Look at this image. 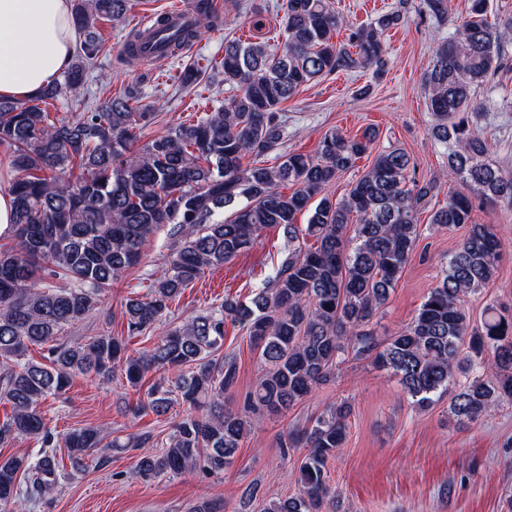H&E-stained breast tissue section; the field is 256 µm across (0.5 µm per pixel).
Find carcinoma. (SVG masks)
<instances>
[{
    "instance_id": "obj_1",
    "label": "carcinoma",
    "mask_w": 512,
    "mask_h": 512,
    "mask_svg": "<svg viewBox=\"0 0 512 512\" xmlns=\"http://www.w3.org/2000/svg\"><path fill=\"white\" fill-rule=\"evenodd\" d=\"M434 19L448 15L447 0H423ZM240 0H225L238 10ZM132 0H73L75 52L62 80L28 99L0 98V148L17 172L15 245L0 249V400L12 412L0 423V444L20 437L41 441L34 458L0 457V507L14 499L18 474L26 494L42 497L59 479L58 441L38 406L62 396L70 378L116 373L133 386L149 372L159 375L137 411L158 417L177 401L188 414L156 452L145 451L134 475L148 478L198 472L221 476L259 418L282 415L326 381L345 353L371 356L399 378L403 392L421 406L448 395L462 426L504 402L512 404V318L489 308L475 322L465 298L485 287L502 257L491 224L477 223L476 201L512 209V174L487 159L488 146L469 113L477 87L504 67L503 46L512 36V15L488 20L487 0H470L456 35L440 43L425 77L435 117L433 138L446 149L448 179L463 189L431 215L439 228L464 233L439 281L411 322L381 343L371 328L410 260L419 235L417 216L437 182L410 175L414 162L400 148L379 153L340 200L323 191L371 149L376 133L348 136L332 131L314 154L283 150L282 106L300 88L338 71L387 64L385 33L404 19L406 3L373 23L353 27L333 0H283L282 48L265 41H224L218 63L229 96L195 121L181 122L134 149V129L152 119L137 91L107 97L72 119H49L44 105L76 96L91 77L103 48L101 20L122 22ZM222 10V11H224ZM222 11L214 0H196L194 23L178 27L166 14L154 20L167 56L182 57L204 29H215ZM348 31V45L334 37ZM142 35L130 31L120 61L145 60ZM287 185L294 186L285 192ZM309 213L306 227L298 215ZM174 225L178 245L167 270L141 298L125 305L128 336L154 327L169 302L206 269L249 249L266 228L288 239V256L273 279L248 303L224 299L218 310L188 319L136 358L127 341L109 333L59 342L57 336L86 318L112 282L140 260L150 238ZM313 239L300 245V239ZM239 324L259 350L264 368L242 401L224 393L238 378L236 361L213 358L224 344L226 320ZM47 346L42 360L29 347ZM467 374L457 381V374ZM350 407L341 403L307 428L288 433L283 453L307 449L295 495L272 498L265 512H336V491L327 465L343 447ZM151 435L103 443L92 427L64 435L74 464L96 448H144Z\"/></svg>"
}]
</instances>
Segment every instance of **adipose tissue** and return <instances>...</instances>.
<instances>
[{"instance_id": "ef3b65f1", "label": "adipose tissue", "mask_w": 512, "mask_h": 512, "mask_svg": "<svg viewBox=\"0 0 512 512\" xmlns=\"http://www.w3.org/2000/svg\"><path fill=\"white\" fill-rule=\"evenodd\" d=\"M72 55L71 0H0V97L34 95Z\"/></svg>"}]
</instances>
